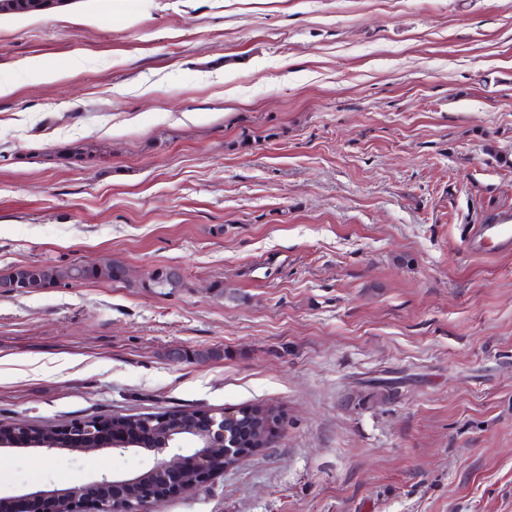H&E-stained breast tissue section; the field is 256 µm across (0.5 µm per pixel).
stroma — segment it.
Here are the masks:
<instances>
[{
	"instance_id": "1",
	"label": "stroma",
	"mask_w": 512,
	"mask_h": 512,
	"mask_svg": "<svg viewBox=\"0 0 512 512\" xmlns=\"http://www.w3.org/2000/svg\"><path fill=\"white\" fill-rule=\"evenodd\" d=\"M505 213L512 0L1 16L0 270L129 280L0 294V421L265 402L267 448L152 512H512V252L461 239ZM153 461L0 450V494ZM110 260H102L97 263H79V274L81 281L112 280V282L124 283L122 278V267L112 261V275H106L110 269Z\"/></svg>"
}]
</instances>
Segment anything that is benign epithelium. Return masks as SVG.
Returning <instances> with one entry per match:
<instances>
[{
  "label": "benign epithelium",
  "mask_w": 512,
  "mask_h": 512,
  "mask_svg": "<svg viewBox=\"0 0 512 512\" xmlns=\"http://www.w3.org/2000/svg\"><path fill=\"white\" fill-rule=\"evenodd\" d=\"M237 410L226 409L224 414L204 415V422L194 429L198 440L193 446H184L185 436L181 428L169 436V441L161 448H154V465L148 470L152 479L143 475L109 480L102 478L88 487H74L65 490H41L17 497L0 500V512L10 509L22 512L24 509L36 512H147L152 502L160 498L181 494L196 489L215 475V456L230 460L224 466L228 470L250 458L235 445L227 444L224 421L236 418ZM97 421H79L65 430L64 437L81 443L87 438L96 442L94 450L112 449L120 451L137 450L144 447L142 439L121 438V428H109L107 435L97 432ZM29 430L24 426L12 429L10 439L0 438V449L30 447ZM198 474V480L187 478L188 470Z\"/></svg>",
  "instance_id": "obj_1"
}]
</instances>
